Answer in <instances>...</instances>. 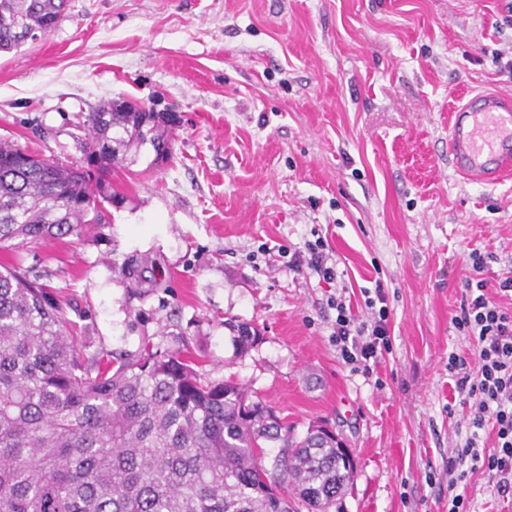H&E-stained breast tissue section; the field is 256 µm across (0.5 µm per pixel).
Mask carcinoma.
I'll use <instances>...</instances> for the list:
<instances>
[{"mask_svg":"<svg viewBox=\"0 0 512 512\" xmlns=\"http://www.w3.org/2000/svg\"><path fill=\"white\" fill-rule=\"evenodd\" d=\"M70 0H0V52L64 17ZM177 117L117 101L89 113L87 167L0 141V248L77 235L115 199L131 149L171 157ZM236 355L259 332L227 323ZM143 345L87 358L44 285L0 271V512H330L354 478L341 443L302 437L243 386ZM278 446L266 460L265 448Z\"/></svg>","mask_w":512,"mask_h":512,"instance_id":"obj_1","label":"carcinoma"}]
</instances>
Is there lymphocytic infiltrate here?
<instances>
[{
	"mask_svg": "<svg viewBox=\"0 0 512 512\" xmlns=\"http://www.w3.org/2000/svg\"><path fill=\"white\" fill-rule=\"evenodd\" d=\"M494 255L472 250L469 274L463 281L462 299L451 322L473 345L472 357L452 352L448 355V375L467 406L465 437L452 449L448 470L453 477L448 486V512H472L467 493L457 492L459 482L467 473L487 476L497 493L512 495V309L501 306L495 293L512 296V276L489 282L486 274ZM336 311L333 339L345 364L356 369H369L383 351L389 350L390 311L383 286H376L373 297L367 298L366 318H358L351 306L340 298L331 300ZM492 425L493 447L479 444V432ZM468 472H459L461 464Z\"/></svg>",
	"mask_w": 512,
	"mask_h": 512,
	"instance_id": "lymphocytic-infiltrate-1",
	"label": "lymphocytic infiltrate"
}]
</instances>
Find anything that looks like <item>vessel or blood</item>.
Wrapping results in <instances>:
<instances>
[{"label": "vessel or blood", "mask_w": 512, "mask_h": 512, "mask_svg": "<svg viewBox=\"0 0 512 512\" xmlns=\"http://www.w3.org/2000/svg\"><path fill=\"white\" fill-rule=\"evenodd\" d=\"M448 154L456 173L470 180L493 182L512 171V96L475 93L457 106Z\"/></svg>", "instance_id": "obj_1"}]
</instances>
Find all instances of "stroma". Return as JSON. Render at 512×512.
I'll return each mask as SVG.
<instances>
[{
    "instance_id": "35a3bbf8",
    "label": "stroma",
    "mask_w": 512,
    "mask_h": 512,
    "mask_svg": "<svg viewBox=\"0 0 512 512\" xmlns=\"http://www.w3.org/2000/svg\"><path fill=\"white\" fill-rule=\"evenodd\" d=\"M512 0H70L48 34L0 54V140L81 167L89 112H173V155L109 177L81 235L0 249L45 284L84 355L190 353L355 464L340 512H448L464 411L448 355L472 249L512 275V174H456L448 126L470 93H512ZM324 239L323 281L293 254ZM383 283L392 349L353 371L329 297L365 316ZM261 342L234 357L226 320Z\"/></svg>"
}]
</instances>
